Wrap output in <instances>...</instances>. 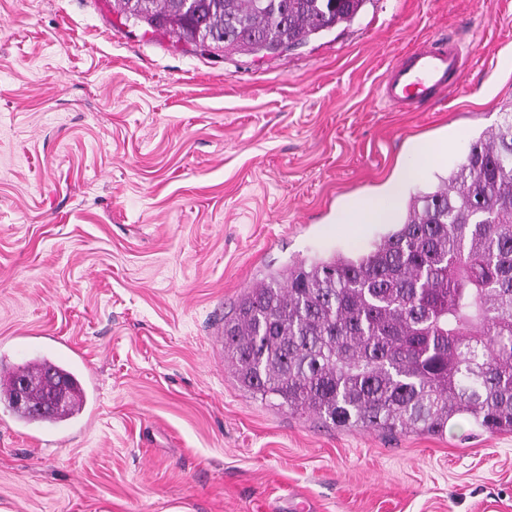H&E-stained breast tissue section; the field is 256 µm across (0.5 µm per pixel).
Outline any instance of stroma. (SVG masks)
<instances>
[{"label": "stroma", "mask_w": 512, "mask_h": 512, "mask_svg": "<svg viewBox=\"0 0 512 512\" xmlns=\"http://www.w3.org/2000/svg\"><path fill=\"white\" fill-rule=\"evenodd\" d=\"M470 51L425 111L380 97L416 46ZM512 0H368L273 57L210 55L112 0H0V376L42 359L86 396L57 424L0 398V512H512V434L345 430L252 397L224 315L273 269L363 253L337 221L415 144L502 120Z\"/></svg>", "instance_id": "stroma-1"}]
</instances>
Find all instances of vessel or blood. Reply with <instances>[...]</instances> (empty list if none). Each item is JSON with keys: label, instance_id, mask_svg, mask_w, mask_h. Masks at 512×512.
<instances>
[{"label": "vessel or blood", "instance_id": "1", "mask_svg": "<svg viewBox=\"0 0 512 512\" xmlns=\"http://www.w3.org/2000/svg\"><path fill=\"white\" fill-rule=\"evenodd\" d=\"M468 57L454 40L416 48L387 69L381 83L382 98L403 111H421L433 96L463 86Z\"/></svg>", "mask_w": 512, "mask_h": 512}]
</instances>
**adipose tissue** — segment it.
I'll list each match as a JSON object with an SVG mask.
<instances>
[{
	"label": "adipose tissue",
	"mask_w": 512,
	"mask_h": 512,
	"mask_svg": "<svg viewBox=\"0 0 512 512\" xmlns=\"http://www.w3.org/2000/svg\"><path fill=\"white\" fill-rule=\"evenodd\" d=\"M444 153L440 146H419L414 150L415 162L407 165L400 181L392 183L385 194L379 197L368 198L358 205L347 208L341 215L340 221L344 224H387L390 223L397 212L399 195L404 182L417 177L423 163H435Z\"/></svg>",
	"instance_id": "1"
}]
</instances>
